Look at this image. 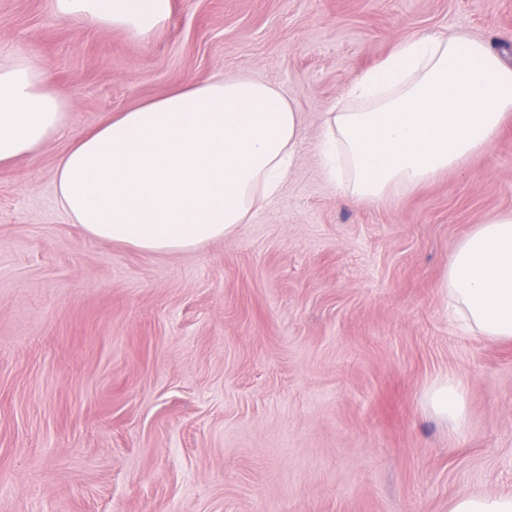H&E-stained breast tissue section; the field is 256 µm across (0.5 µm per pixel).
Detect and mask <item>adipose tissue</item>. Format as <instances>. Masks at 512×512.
Here are the masks:
<instances>
[{"label":"adipose tissue","mask_w":512,"mask_h":512,"mask_svg":"<svg viewBox=\"0 0 512 512\" xmlns=\"http://www.w3.org/2000/svg\"><path fill=\"white\" fill-rule=\"evenodd\" d=\"M52 13L146 40L172 0H50ZM50 72L0 60V165L36 158L70 120ZM512 117V66L466 34L399 42L325 112L320 149L330 181L354 200L423 183L479 151ZM300 136L294 102L250 79L181 87L78 135L55 176L60 207L93 238L177 253L233 234L279 194ZM448 310L466 329L512 340V214L490 218L448 262ZM455 430L466 391L452 375L426 394Z\"/></svg>","instance_id":"obj_1"}]
</instances>
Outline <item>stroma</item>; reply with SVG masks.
<instances>
[{
  "label": "stroma",
  "mask_w": 512,
  "mask_h": 512,
  "mask_svg": "<svg viewBox=\"0 0 512 512\" xmlns=\"http://www.w3.org/2000/svg\"><path fill=\"white\" fill-rule=\"evenodd\" d=\"M463 32L512 60V0H173L140 41L0 0V56L55 76L71 120L0 166V512H448L512 494V341L448 317V259L512 214V120L429 181L356 202L321 115L400 41ZM247 76L300 136L281 193L198 249L90 237L56 165L109 112ZM464 386V433L425 402Z\"/></svg>",
  "instance_id": "stroma-1"
}]
</instances>
